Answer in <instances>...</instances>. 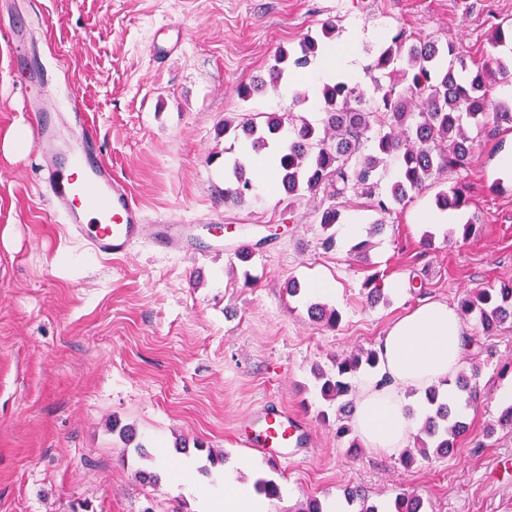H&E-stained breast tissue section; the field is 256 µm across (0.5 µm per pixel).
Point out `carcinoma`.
I'll return each instance as SVG.
<instances>
[{"label":"carcinoma","instance_id":"1","mask_svg":"<svg viewBox=\"0 0 512 512\" xmlns=\"http://www.w3.org/2000/svg\"><path fill=\"white\" fill-rule=\"evenodd\" d=\"M323 44L306 37L292 51L282 49L269 70L270 83L282 79L290 61L296 68H306L317 59ZM373 95L345 79L326 83L321 88L325 118L318 129L288 112L243 113L238 120H226L221 133L242 139L255 154L277 147L274 172L279 188L290 198L303 192L322 193L327 207L319 210L317 220L327 235L322 246H336V234L328 233L338 223L340 204L350 196L364 197L381 215L391 214L395 206H404L426 187V182L443 173H457L466 168L474 143L512 131V101L492 96L495 74L512 73V56L479 62L460 53L450 43L432 36H412L399 32L384 43L368 66ZM373 147H368V142ZM395 157L401 173L390 191L380 192L376 171L386 159ZM250 165L233 160L227 176L224 198L244 200L256 190ZM435 205L441 211H462L469 207V187L457 182L436 194ZM309 317L334 327L339 313L325 304L312 303ZM463 318H475L486 336L512 325V283L491 290L474 291L458 304ZM377 351L360 349L338 357L329 371L318 370L320 394L337 400L351 394V376L361 367L373 368ZM477 368L461 372L455 384L466 402L477 399ZM429 412L416 437L415 450L421 455L433 452L452 454L456 442L468 429L458 404L439 393L426 391ZM256 489L269 499L281 496L274 479L259 477ZM346 500L360 504V512H379L367 504L368 496L358 488L346 490ZM422 502L410 495H399L391 512H421Z\"/></svg>","mask_w":512,"mask_h":512}]
</instances>
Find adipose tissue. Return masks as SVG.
<instances>
[{"instance_id":"adipose-tissue-1","label":"adipose tissue","mask_w":512,"mask_h":512,"mask_svg":"<svg viewBox=\"0 0 512 512\" xmlns=\"http://www.w3.org/2000/svg\"><path fill=\"white\" fill-rule=\"evenodd\" d=\"M360 39L358 29L349 30L342 50L321 56L314 81L330 80L339 71L360 80L355 53ZM464 335L455 308L439 301L418 305L390 325L379 344L380 371L364 383L352 420L365 447L386 453L406 448L415 425L408 411V389L422 390L454 378L462 366ZM201 504L205 512H270L267 498L253 485L237 482L230 467Z\"/></svg>"}]
</instances>
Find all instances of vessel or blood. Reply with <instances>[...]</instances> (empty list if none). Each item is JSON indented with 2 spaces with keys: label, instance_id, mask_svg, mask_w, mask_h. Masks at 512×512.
Masks as SVG:
<instances>
[{
  "label": "vessel or blood",
  "instance_id": "obj_1",
  "mask_svg": "<svg viewBox=\"0 0 512 512\" xmlns=\"http://www.w3.org/2000/svg\"><path fill=\"white\" fill-rule=\"evenodd\" d=\"M0 37L10 45L14 62L26 64L32 49L28 32L5 26ZM39 95L32 113L34 150L42 160L46 197L75 242L98 256H120L146 240L157 249L194 257L224 255L223 233L208 225L185 224L173 214L150 219L128 182L101 158L83 112L56 111L49 89ZM310 436L305 421L267 401L248 418L243 442L278 463L300 457Z\"/></svg>",
  "mask_w": 512,
  "mask_h": 512
}]
</instances>
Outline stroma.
Returning a JSON list of instances; mask_svg holds the SVG:
<instances>
[{"label":"stroma","mask_w":512,"mask_h":512,"mask_svg":"<svg viewBox=\"0 0 512 512\" xmlns=\"http://www.w3.org/2000/svg\"><path fill=\"white\" fill-rule=\"evenodd\" d=\"M512 19V0H0V21L27 25L34 61L50 90L70 87L113 173L127 180L150 216L215 224L252 247L236 256L192 259L147 244L98 257L70 237L42 196L31 145L4 148L9 132L30 128L22 110L27 67H15L0 39V512H199L225 465L242 479L263 476L282 488L273 512H299L307 500L343 499L350 487L387 505L408 494L423 512H512V426L497 420L512 386V328L483 335L463 323L474 346L462 369L478 367L479 400L467 405V432L449 457H416L351 447L337 439V403L322 399L316 370L358 348H376L389 325L421 300L457 305L465 294L512 281V182L489 192L512 131L477 142L461 175H440L371 234L377 214L351 197L341 223L372 238L366 261L350 240L323 250L316 197L280 189L245 201L224 199V157L242 144L223 137L224 120L246 112H290L320 125L324 106L295 70L292 92L266 89L249 100L240 83L263 76L279 48L320 36L363 37L370 64L385 35L433 34L474 56H498L488 37ZM180 39L170 57L152 44ZM473 203L464 219L476 235L459 242L449 226L425 223L434 197L457 178ZM432 235L431 249L421 241ZM399 288L370 305L363 283ZM331 282L337 327L312 321L310 295L288 296L289 278ZM274 400L309 425L307 458L277 465L244 447L238 430L258 403ZM132 428L147 454L127 444ZM226 463L209 466V456ZM248 468H241V461ZM193 462L195 492L179 483ZM155 473L143 482L140 471Z\"/></svg>","instance_id":"35a3bbf8"}]
</instances>
